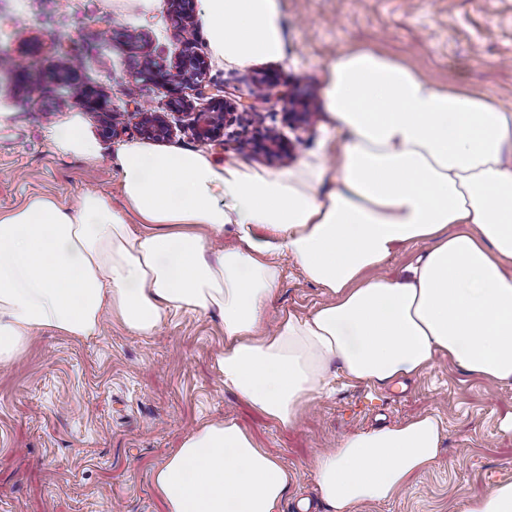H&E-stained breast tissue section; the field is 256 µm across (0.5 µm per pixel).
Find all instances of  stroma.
Segmentation results:
<instances>
[{"label": "stroma", "mask_w": 512, "mask_h": 512, "mask_svg": "<svg viewBox=\"0 0 512 512\" xmlns=\"http://www.w3.org/2000/svg\"><path fill=\"white\" fill-rule=\"evenodd\" d=\"M288 22V57L225 67L199 39L204 83L233 94L235 120L212 142L199 141L186 114L171 115V144L226 161L282 170L336 138L323 111L324 68L350 46L405 58L428 79L512 107V0H280ZM120 0H0V212L45 195L68 207L87 192L110 195L122 209L117 149L137 141L140 112H163L166 94L141 78L146 57L172 60L181 51L168 0L134 22L120 20ZM81 47L74 88L104 98L127 115L124 132L101 137L94 162L56 152L50 130L80 109L52 74L64 53ZM275 73L279 89L315 110L311 124L288 127L283 106L259 96L256 83ZM284 135L283 160L242 151L241 140ZM282 280L275 309L307 313L324 299L289 257L278 256ZM224 345L217 316L180 313L156 335L138 336L105 317L99 336L78 340L45 331L14 365L0 368V512H164L151 477L199 422L236 418L293 474L282 512H324L313 480L321 449L355 431L427 413L444 429L436 468L395 500L361 512H450L454 502L512 481V386L465 375L443 362L404 384L352 386L336 379L295 427L267 419L231 391L215 368Z\"/></svg>", "instance_id": "obj_1"}]
</instances>
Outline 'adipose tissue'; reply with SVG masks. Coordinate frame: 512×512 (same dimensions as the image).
Wrapping results in <instances>:
<instances>
[{"instance_id":"adipose-tissue-1","label":"adipose tissue","mask_w":512,"mask_h":512,"mask_svg":"<svg viewBox=\"0 0 512 512\" xmlns=\"http://www.w3.org/2000/svg\"><path fill=\"white\" fill-rule=\"evenodd\" d=\"M209 49L229 67L288 56L279 0H199ZM334 160L270 171L191 149L122 145L125 211L108 196L76 207L31 197L0 214V367L30 336L100 334L104 314L150 336L172 315H218L225 389L284 427L333 371L395 385L436 360L512 386V108L439 86L403 59L349 47L324 72ZM56 151L101 153L83 113ZM427 249L400 277L404 244ZM292 258L325 299L273 312ZM441 426L420 415L341 437L313 476L326 512L396 498L435 467ZM287 467L232 418L192 431L153 474L165 512H280Z\"/></svg>"}]
</instances>
